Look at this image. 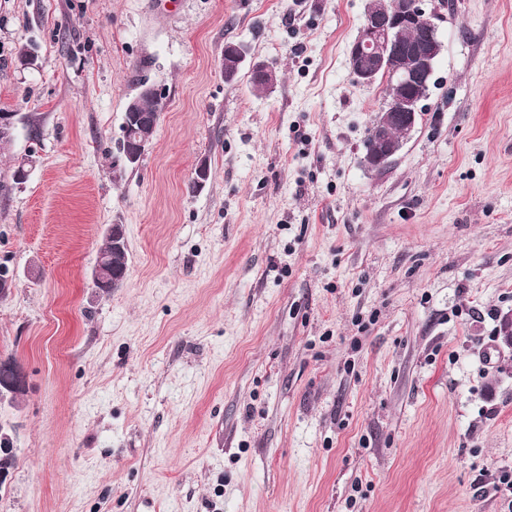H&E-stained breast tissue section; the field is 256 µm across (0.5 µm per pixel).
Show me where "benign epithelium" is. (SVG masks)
Returning a JSON list of instances; mask_svg holds the SVG:
<instances>
[{"label": "benign epithelium", "instance_id": "7a95c632", "mask_svg": "<svg viewBox=\"0 0 512 512\" xmlns=\"http://www.w3.org/2000/svg\"><path fill=\"white\" fill-rule=\"evenodd\" d=\"M416 29L419 39L409 43L404 33ZM440 44L435 23L420 6V0H396L393 8L385 6L367 15L356 38L347 52L350 72L365 85L375 83L382 74L391 79L400 92V107L394 112H381L373 127V145L367 147L366 164L379 168L399 153L403 139L391 135L395 126L411 129L418 118V103L421 98L415 92L431 82L436 55L434 48ZM246 60L245 51L238 46L227 47L219 69L224 79L235 78ZM150 97L162 101L163 93L150 84L139 91L126 106V115L132 127L140 125L156 127L161 112H140L139 97ZM12 115L0 113V153L9 152L13 145ZM27 379L23 369L12 361L0 362V404L10 402L26 391ZM14 457V440L9 433L0 434V485L9 475V461Z\"/></svg>", "mask_w": 512, "mask_h": 512}]
</instances>
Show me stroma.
I'll return each instance as SVG.
<instances>
[{"instance_id": "stroma-1", "label": "stroma", "mask_w": 512, "mask_h": 512, "mask_svg": "<svg viewBox=\"0 0 512 512\" xmlns=\"http://www.w3.org/2000/svg\"><path fill=\"white\" fill-rule=\"evenodd\" d=\"M369 3L0 0V359L28 381L0 512H512V0H423L443 48L379 169ZM142 78L164 109L130 168ZM245 55V50L239 49L237 45L225 48L219 65L220 73L225 80L230 81L235 78L247 58Z\"/></svg>"}]
</instances>
